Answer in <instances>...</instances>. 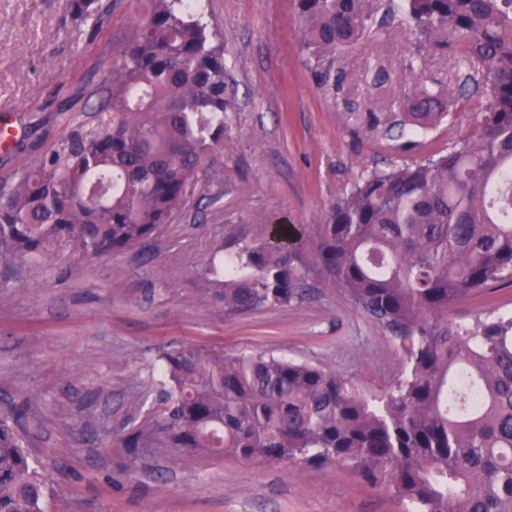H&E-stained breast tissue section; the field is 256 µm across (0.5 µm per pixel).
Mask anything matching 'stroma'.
I'll return each mask as SVG.
<instances>
[{
  "label": "stroma",
  "instance_id": "35a3bbf8",
  "mask_svg": "<svg viewBox=\"0 0 512 512\" xmlns=\"http://www.w3.org/2000/svg\"><path fill=\"white\" fill-rule=\"evenodd\" d=\"M203 2L238 89L217 182L147 253L0 263V414L26 407L27 450L52 477L58 512H406L388 484L366 485L342 465L302 471L173 448L146 449L132 465L117 446L158 412L154 365L175 347L266 352L336 371L366 393L390 386L400 351L342 289L230 314L203 271L249 225L322 223L363 168L423 160L473 134L485 107L475 97L458 102L453 122L400 152L357 114L406 108L404 29L339 54L335 88L300 49L295 0ZM142 11L141 0H112V26L97 35L73 17L70 0H0V123L16 133L0 150V183L65 140L71 117L90 121L103 75ZM373 63L384 79L373 80ZM489 314L512 316V282L448 317L469 326Z\"/></svg>",
  "mask_w": 512,
  "mask_h": 512
}]
</instances>
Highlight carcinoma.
<instances>
[{
	"instance_id": "carcinoma-1",
	"label": "carcinoma",
	"mask_w": 512,
	"mask_h": 512,
	"mask_svg": "<svg viewBox=\"0 0 512 512\" xmlns=\"http://www.w3.org/2000/svg\"><path fill=\"white\" fill-rule=\"evenodd\" d=\"M89 123L0 185V262L143 249L195 196L224 143L237 88L221 34L193 0H144ZM300 40L330 80L336 55L408 26L415 75L430 53L459 76L448 98L487 102L476 132L415 164L365 168L322 224H255L210 262L229 313L341 288L402 352L379 395L269 353L191 347L159 356V414L119 439L130 458L177 448L308 470L342 464L388 481L413 512H512V317L448 319L458 301L512 277V0H296ZM96 30L112 4L71 0ZM482 68H475V63ZM385 126L409 152L449 115L419 83ZM24 409L0 418V512H54L30 460Z\"/></svg>"
}]
</instances>
